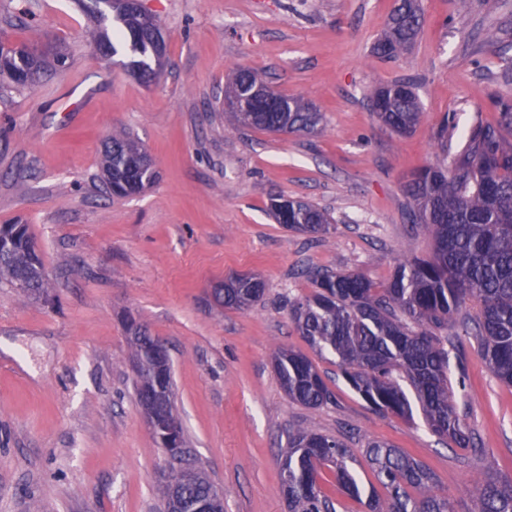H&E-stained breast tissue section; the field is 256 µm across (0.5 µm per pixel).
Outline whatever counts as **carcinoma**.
Listing matches in <instances>:
<instances>
[{
    "mask_svg": "<svg viewBox=\"0 0 512 512\" xmlns=\"http://www.w3.org/2000/svg\"><path fill=\"white\" fill-rule=\"evenodd\" d=\"M121 24L117 41L100 30L96 47L116 44L130 53L127 66L143 75L152 72L156 21L141 11H115ZM424 24L417 0H397L386 30L373 46L381 59H395L420 35ZM66 55L46 54L24 42L0 44V76L32 82L65 67ZM263 78L240 69L228 80L224 97L245 96ZM370 105L378 120L399 135L419 123L421 105L413 85L393 81L374 87ZM497 111L494 124L478 121L460 135V148L450 164L424 166L405 186L409 222L428 233L433 253L426 259L396 264L381 285L356 273L320 271L314 290L290 304L289 314L307 346L336 357L347 385L372 409L413 417L423 414L428 429L448 439V445L468 448L484 462L472 478L470 512H512V479L495 475L498 462L475 447L474 437L458 411L450 380L448 336H472L494 377L512 387V99L488 96ZM251 111L235 112L242 126L272 133L311 134L321 113L312 104L277 91L250 103ZM138 139L126 131L108 138L103 160L105 181L113 196L139 194L154 184L158 173L141 161ZM270 210L284 227L308 235H326L331 217L323 209L296 200L283 210L270 199ZM8 240L0 247V279L35 295L47 287L41 256L25 224H5ZM265 282L255 276H233L214 290L215 301L227 309L244 310L262 300ZM137 372L138 399L157 388L158 339L130 320ZM276 379L288 398L307 409H320L334 394L312 359L300 349H280L274 357ZM361 454L377 481L387 490L380 498L365 490L351 464L356 450L333 435L298 429L288 435L280 471V488L287 512H338L333 490L359 502L364 512H455L450 496L440 491L435 474L421 461L383 440H369ZM216 489L199 470L191 482L161 488L165 512H194L209 503Z\"/></svg>",
    "mask_w": 512,
    "mask_h": 512,
    "instance_id": "carcinoma-1",
    "label": "carcinoma"
}]
</instances>
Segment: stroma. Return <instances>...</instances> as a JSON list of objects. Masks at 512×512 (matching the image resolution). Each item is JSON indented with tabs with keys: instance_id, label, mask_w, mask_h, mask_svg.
I'll return each mask as SVG.
<instances>
[{
	"instance_id": "stroma-1",
	"label": "stroma",
	"mask_w": 512,
	"mask_h": 512,
	"mask_svg": "<svg viewBox=\"0 0 512 512\" xmlns=\"http://www.w3.org/2000/svg\"><path fill=\"white\" fill-rule=\"evenodd\" d=\"M394 0H144L166 41L151 82L125 54L101 57L94 21L74 0H0V42L63 43L57 75L0 81V224L28 225L48 275L47 298L0 284V512H159L170 467L145 423L125 315L166 346L186 446L224 498V512H286L280 469L289 432L304 427L362 447L384 440L425 463L458 512L476 461L413 420L372 410L333 356L315 357L334 401L288 399L273 357L305 349L290 300L310 272L384 283L399 260L430 254L408 221L404 185L450 157L437 139L494 121L488 95L512 99V0H421L424 27L398 59L372 47ZM499 30V40L485 41ZM318 106L309 135L236 125L224 84L237 69ZM408 80L423 116L386 130L368 95ZM132 131L158 178L116 199L102 183L106 138ZM303 199L333 218L311 238L277 224L270 197ZM231 273L266 293L247 311L218 306ZM457 405L481 448L512 478V388L487 369L473 337L449 347Z\"/></svg>"
}]
</instances>
